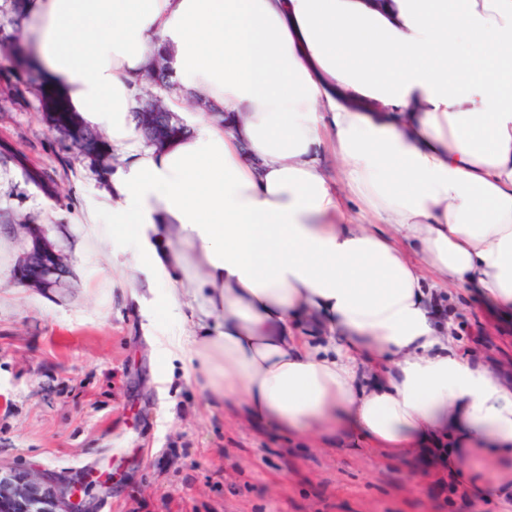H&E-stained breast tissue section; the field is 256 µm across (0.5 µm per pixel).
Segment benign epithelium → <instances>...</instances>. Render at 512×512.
<instances>
[{"label":"benign epithelium","instance_id":"obj_1","mask_svg":"<svg viewBox=\"0 0 512 512\" xmlns=\"http://www.w3.org/2000/svg\"><path fill=\"white\" fill-rule=\"evenodd\" d=\"M161 103H153L140 112L139 126L156 131V113ZM40 251H31L19 263L17 279L32 287L60 274L62 254L56 252L41 228ZM93 502L84 484L44 471L18 470L0 465V512H92Z\"/></svg>","mask_w":512,"mask_h":512}]
</instances>
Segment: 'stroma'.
<instances>
[{
    "mask_svg": "<svg viewBox=\"0 0 512 512\" xmlns=\"http://www.w3.org/2000/svg\"><path fill=\"white\" fill-rule=\"evenodd\" d=\"M0 461L91 482L95 512H494L450 493L455 443L440 434L392 457L359 437L287 433L208 400L188 358L161 361L156 337L192 331L188 304L168 305L115 245L111 201L76 150L71 168L38 102L0 110ZM58 184L45 194L27 176ZM51 225L69 272L52 288L19 284L20 223ZM440 327L456 351L512 381V314L476 288L439 289Z\"/></svg>",
    "mask_w": 512,
    "mask_h": 512,
    "instance_id": "stroma-1",
    "label": "stroma"
}]
</instances>
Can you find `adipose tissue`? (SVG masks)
I'll return each mask as SVG.
<instances>
[{"label": "adipose tissue", "instance_id": "ef3b65f1", "mask_svg": "<svg viewBox=\"0 0 512 512\" xmlns=\"http://www.w3.org/2000/svg\"><path fill=\"white\" fill-rule=\"evenodd\" d=\"M21 18L42 78L122 154L120 243L196 304L159 355L284 431L397 456L454 432L463 496L512 501V385L446 351L429 293L470 283L512 311V0H23ZM157 52L224 114L160 149L133 121ZM362 362L385 371L365 392Z\"/></svg>", "mask_w": 512, "mask_h": 512}]
</instances>
